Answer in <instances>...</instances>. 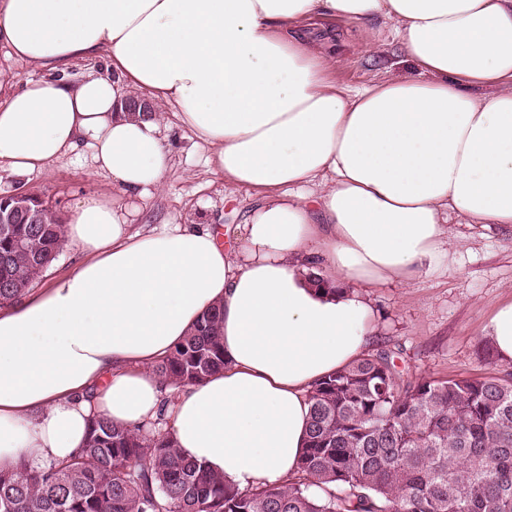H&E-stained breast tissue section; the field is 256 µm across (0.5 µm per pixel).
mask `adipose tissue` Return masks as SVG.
<instances>
[{"instance_id": "obj_1", "label": "adipose tissue", "mask_w": 512, "mask_h": 512, "mask_svg": "<svg viewBox=\"0 0 512 512\" xmlns=\"http://www.w3.org/2000/svg\"><path fill=\"white\" fill-rule=\"evenodd\" d=\"M326 18L369 52L387 22L412 70L338 83L334 42L309 38ZM1 45L50 76L0 98V164L86 148L114 196L69 218L74 272L0 308V468L69 457L95 416L161 415L240 490L282 484L311 386L369 346L366 289L442 265L451 218L512 231V0H0ZM102 52L112 76L61 77ZM135 91L211 147L225 194L260 197L235 245L208 224L137 228L171 154L159 114L123 111ZM216 305L223 371L169 391L154 365ZM484 331L512 364V300Z\"/></svg>"}]
</instances>
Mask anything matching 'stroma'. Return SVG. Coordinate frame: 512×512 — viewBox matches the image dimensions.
<instances>
[{
  "label": "stroma",
  "instance_id": "35a3bbf8",
  "mask_svg": "<svg viewBox=\"0 0 512 512\" xmlns=\"http://www.w3.org/2000/svg\"><path fill=\"white\" fill-rule=\"evenodd\" d=\"M411 70L399 47L378 56L344 50L336 70L339 82L360 86L382 79L388 69ZM167 124L171 163L160 193L141 217L142 223L211 224L236 233L260 198L251 191L224 197V178L206 164L208 145L182 126L165 102L154 105ZM41 196L61 218H69L87 195L111 196L112 183L95 174L88 158H64L43 172L26 177L0 165V194L15 189ZM448 263L423 271L406 284L390 283L371 289L375 309L372 347L395 353L399 370L413 378L449 379L489 375L504 369L497 355H485L483 328L494 309L512 299V234L479 224L449 227Z\"/></svg>",
  "mask_w": 512,
  "mask_h": 512
}]
</instances>
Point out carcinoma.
<instances>
[{
  "label": "carcinoma",
  "instance_id": "cac0c4a2",
  "mask_svg": "<svg viewBox=\"0 0 512 512\" xmlns=\"http://www.w3.org/2000/svg\"><path fill=\"white\" fill-rule=\"evenodd\" d=\"M0 225V305L36 287L63 222ZM223 308L204 313L154 372L177 389L224 369ZM296 473L241 491L159 426L93 418L83 448L0 470V512H512V373L410 379L380 348L324 376Z\"/></svg>",
  "mask_w": 512,
  "mask_h": 512
}]
</instances>
